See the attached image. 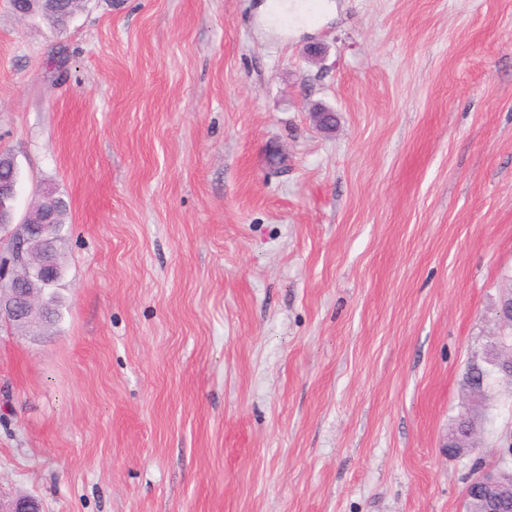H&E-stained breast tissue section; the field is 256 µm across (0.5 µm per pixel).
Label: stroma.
<instances>
[{"instance_id":"35a3bbf8","label":"stroma","mask_w":512,"mask_h":512,"mask_svg":"<svg viewBox=\"0 0 512 512\" xmlns=\"http://www.w3.org/2000/svg\"><path fill=\"white\" fill-rule=\"evenodd\" d=\"M261 2L84 0L60 29L0 0L14 220L68 204L60 321L0 326L1 497L463 512L512 468L494 383L446 448L467 363L512 334V0L277 31Z\"/></svg>"}]
</instances>
